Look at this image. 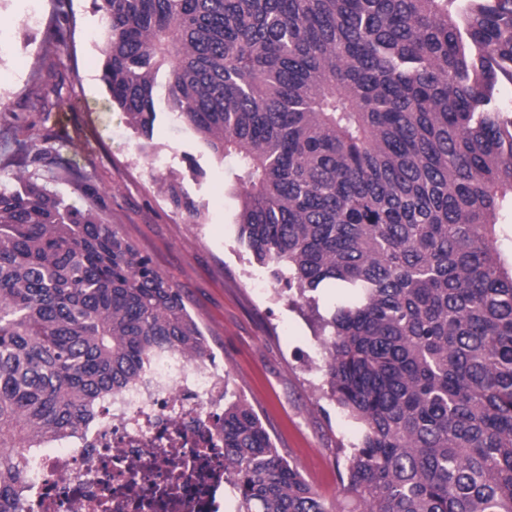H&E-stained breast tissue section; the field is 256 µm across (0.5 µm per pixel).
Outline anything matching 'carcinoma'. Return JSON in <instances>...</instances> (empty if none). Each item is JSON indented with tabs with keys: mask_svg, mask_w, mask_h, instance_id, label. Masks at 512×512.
Returning <instances> with one entry per match:
<instances>
[{
	"mask_svg": "<svg viewBox=\"0 0 512 512\" xmlns=\"http://www.w3.org/2000/svg\"><path fill=\"white\" fill-rule=\"evenodd\" d=\"M100 80L140 135L164 109L230 158L238 237L318 316L327 394L361 424L347 512H512V0H92ZM0 191V512L157 350L205 361L180 289L22 175ZM160 190L198 224L176 178ZM237 512H333L241 398ZM315 298L318 311L323 316H328L334 306L350 297V292L342 288H323L317 293L310 294Z\"/></svg>",
	"mask_w": 512,
	"mask_h": 512,
	"instance_id": "carcinoma-1",
	"label": "carcinoma"
}]
</instances>
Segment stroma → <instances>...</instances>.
Segmentation results:
<instances>
[{"mask_svg":"<svg viewBox=\"0 0 512 512\" xmlns=\"http://www.w3.org/2000/svg\"><path fill=\"white\" fill-rule=\"evenodd\" d=\"M41 6L34 27L27 0H0V23L14 34L13 47L0 56V190L16 187L20 173L81 208L83 188L58 178L55 163L88 174L103 219L180 288L223 361L231 392L253 408L306 482L338 506L345 448L359 427L323 394V372L309 357L321 346L317 315H328L348 291L324 288L309 302L270 279L266 294H255L252 277L262 268L238 240L229 164L169 113H158L147 140L122 112L109 109L99 79L101 22L91 0H42ZM51 35L64 46L53 62L44 57ZM34 95L41 96L42 111L28 107ZM23 139L45 141L49 160L16 163ZM170 176L199 205L201 223L166 203L158 182Z\"/></svg>","mask_w":512,"mask_h":512,"instance_id":"35a3bbf8","label":"stroma"}]
</instances>
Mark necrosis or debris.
Instances as JSON below:
<instances>
[{"mask_svg":"<svg viewBox=\"0 0 512 512\" xmlns=\"http://www.w3.org/2000/svg\"><path fill=\"white\" fill-rule=\"evenodd\" d=\"M225 383L216 361L156 353L89 422L36 450L24 512H234Z\"/></svg>","mask_w":512,"mask_h":512,"instance_id":"4bbe7bcc","label":"necrosis or debris"}]
</instances>
